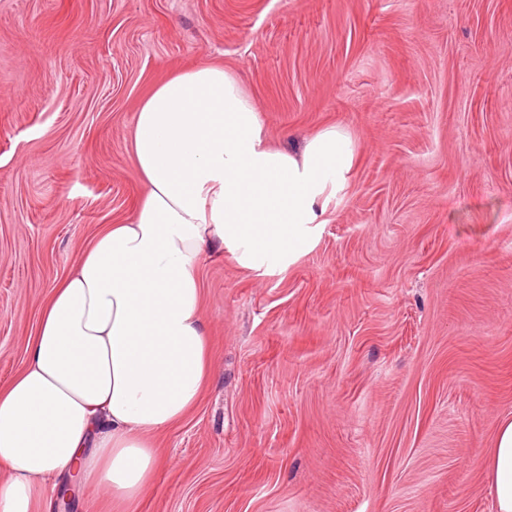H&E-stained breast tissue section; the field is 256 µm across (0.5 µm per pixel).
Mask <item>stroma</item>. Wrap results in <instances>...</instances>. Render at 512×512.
<instances>
[{"instance_id":"stroma-1","label":"stroma","mask_w":512,"mask_h":512,"mask_svg":"<svg viewBox=\"0 0 512 512\" xmlns=\"http://www.w3.org/2000/svg\"><path fill=\"white\" fill-rule=\"evenodd\" d=\"M218 63L275 144L347 129L315 248L200 261L210 378L127 512H496L512 418V0H0V386L145 193L135 112ZM498 512H512V420L501 423L493 448L481 459Z\"/></svg>"}]
</instances>
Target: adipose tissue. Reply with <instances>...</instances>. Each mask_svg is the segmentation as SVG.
Returning <instances> with one entry per match:
<instances>
[{"mask_svg": "<svg viewBox=\"0 0 512 512\" xmlns=\"http://www.w3.org/2000/svg\"><path fill=\"white\" fill-rule=\"evenodd\" d=\"M130 156L146 186L52 288L27 363L0 388V512H47L60 480L127 506L151 488L156 433L182 421L210 377L199 265L221 245L259 277L318 242L348 189L356 144L338 126L276 147L224 67L200 65L142 102ZM497 512H512V420L481 459Z\"/></svg>", "mask_w": 512, "mask_h": 512, "instance_id": "obj_1", "label": "adipose tissue"}]
</instances>
